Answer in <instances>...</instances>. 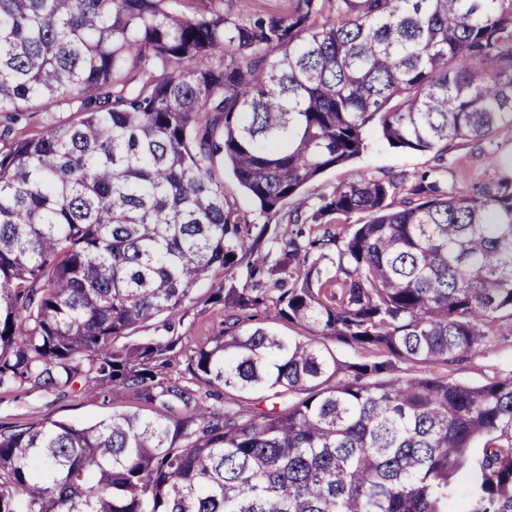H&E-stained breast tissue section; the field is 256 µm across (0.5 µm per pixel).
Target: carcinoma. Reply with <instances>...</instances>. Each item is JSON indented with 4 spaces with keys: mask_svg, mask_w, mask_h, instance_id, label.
Instances as JSON below:
<instances>
[{
    "mask_svg": "<svg viewBox=\"0 0 512 512\" xmlns=\"http://www.w3.org/2000/svg\"><path fill=\"white\" fill-rule=\"evenodd\" d=\"M75 99L0 154V391L152 415L0 425V512H512V371L393 374L512 317V175L425 172L401 210L400 177L360 176L253 262L224 197L228 168L277 216L374 134L442 154L512 122V0H0V112ZM217 270L224 321L191 348L168 316ZM294 5L292 0H224V10L229 13H238L242 8L250 13H266L291 9Z\"/></svg>",
    "mask_w": 512,
    "mask_h": 512,
    "instance_id": "cac0c4a2",
    "label": "carcinoma"
}]
</instances>
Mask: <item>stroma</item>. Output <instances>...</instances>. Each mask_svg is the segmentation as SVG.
I'll list each match as a JSON object with an SVG mask.
<instances>
[{"instance_id": "obj_1", "label": "stroma", "mask_w": 512, "mask_h": 512, "mask_svg": "<svg viewBox=\"0 0 512 512\" xmlns=\"http://www.w3.org/2000/svg\"><path fill=\"white\" fill-rule=\"evenodd\" d=\"M78 102L53 108L49 112H26L15 117L0 113V153L8 151L17 139L40 136L55 126L71 121ZM448 169L444 175L450 187L461 192L476 186L496 184L512 163V123L498 125L481 141L458 139L450 142L447 151ZM431 152H405L386 143L373 142L370 149L349 165L327 170L321 179L305 187L307 200L331 190L336 184L361 175H378L391 171L411 183L423 171L437 167ZM512 372V319L501 318L484 348L445 368L444 373L456 381L479 386ZM144 413L143 405L129 398L102 404L89 396L59 398L43 392L0 393V424L38 426L49 420L74 425H87L112 413L113 410Z\"/></svg>"}]
</instances>
